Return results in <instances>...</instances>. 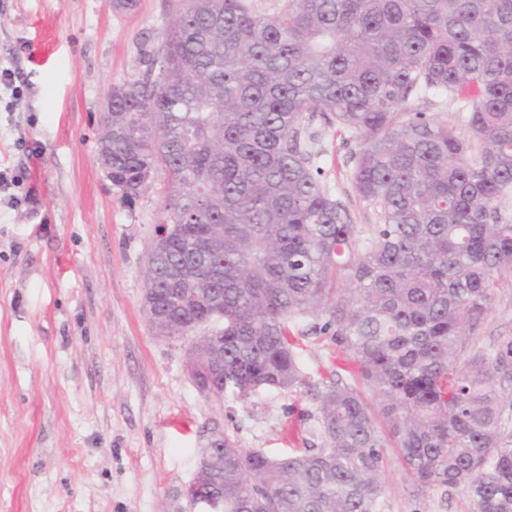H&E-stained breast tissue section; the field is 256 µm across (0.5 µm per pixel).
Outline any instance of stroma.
I'll return each mask as SVG.
<instances>
[{
    "instance_id": "stroma-1",
    "label": "stroma",
    "mask_w": 512,
    "mask_h": 512,
    "mask_svg": "<svg viewBox=\"0 0 512 512\" xmlns=\"http://www.w3.org/2000/svg\"><path fill=\"white\" fill-rule=\"evenodd\" d=\"M172 0H0V512H188L197 453L216 434L288 453L319 443L315 394L335 360L303 340L302 385L208 398L187 371L196 335L158 337L142 298L163 174L123 203L97 161L113 82L136 77ZM321 179L354 223H377L349 170L356 139L314 121ZM42 147L25 159V146ZM383 512H470L464 493L416 487L389 455Z\"/></svg>"
}]
</instances>
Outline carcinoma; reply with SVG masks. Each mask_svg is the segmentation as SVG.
<instances>
[{"label":"carcinoma","mask_w":512,"mask_h":512,"mask_svg":"<svg viewBox=\"0 0 512 512\" xmlns=\"http://www.w3.org/2000/svg\"><path fill=\"white\" fill-rule=\"evenodd\" d=\"M145 70L112 83V185L165 176L150 245L157 331L209 330L212 396L303 381L289 321L344 362L317 393L318 448L199 449L221 512H382L386 449L422 489L512 512V338L476 345L512 289V0H177ZM466 107L469 134L407 108ZM360 141L363 229L319 179L315 117ZM224 230V250L201 251ZM408 106L428 112L440 122L457 125L463 133H466V128L463 126L464 112H459L460 105L446 96L419 92L409 100Z\"/></svg>","instance_id":"carcinoma-1"}]
</instances>
